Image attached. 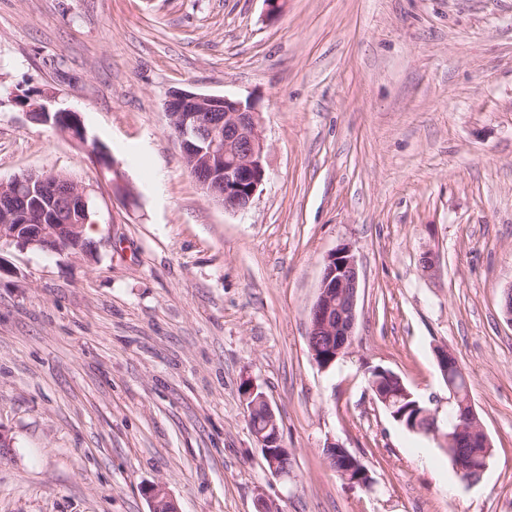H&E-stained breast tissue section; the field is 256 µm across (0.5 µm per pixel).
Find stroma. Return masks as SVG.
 I'll list each match as a JSON object with an SVG mask.
<instances>
[{
	"instance_id": "1",
	"label": "stroma",
	"mask_w": 512,
	"mask_h": 512,
	"mask_svg": "<svg viewBox=\"0 0 512 512\" xmlns=\"http://www.w3.org/2000/svg\"><path fill=\"white\" fill-rule=\"evenodd\" d=\"M174 89L257 103L267 177L248 211L191 176ZM25 94L79 112L130 196ZM30 170L89 188L96 251L0 248V512H150L153 484L180 512H512V0H0V179ZM343 245L357 319L323 369L308 313ZM438 345L492 444L475 484L368 385L392 370L448 413ZM331 440L371 487L330 468ZM256 391L257 388L252 385H247L244 390V394L248 403L247 413L252 434L261 448L269 471L275 476H287L288 468L283 463L285 456L282 452V448H278L279 427L275 412L264 393L253 399ZM259 408L263 409V422L261 423L258 421L256 424H254L252 422L253 412L255 409ZM259 417H261V413L256 412L253 420L256 421ZM284 461L288 465V455ZM325 456L333 464L336 474L348 485L354 487L359 486L361 488L369 487L372 484V479L368 469L353 456L347 448H344L335 441H330L326 444ZM343 460L344 466L336 460ZM331 463L330 466L332 465ZM356 475L354 476V473Z\"/></svg>"
}]
</instances>
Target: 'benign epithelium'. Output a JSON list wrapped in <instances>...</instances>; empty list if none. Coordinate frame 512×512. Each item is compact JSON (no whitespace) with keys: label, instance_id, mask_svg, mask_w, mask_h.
Returning <instances> with one entry per match:
<instances>
[{"label":"benign epithelium","instance_id":"benign-epithelium-1","mask_svg":"<svg viewBox=\"0 0 512 512\" xmlns=\"http://www.w3.org/2000/svg\"><path fill=\"white\" fill-rule=\"evenodd\" d=\"M21 104L31 119L49 123L52 112L30 97ZM169 127L174 132L184 162L196 182L210 200L237 214L250 208L256 193L266 179V144L261 129L260 113L255 102L242 101L226 95L199 93L177 89L165 101ZM55 128L92 151V159L101 172L108 170L120 174L118 165L108 157L101 144L89 141L83 124L55 123ZM54 174L45 172L38 182L28 176H17L7 182L0 181V241L8 239L23 249L60 251L61 242L80 235V224H16L14 220L28 219L34 214L46 215L63 206L70 212L82 210L91 201L89 188L70 179L67 189L61 191L53 184ZM359 293V269L349 248L342 246L328 254L320 280L317 298L310 309L307 344L313 360L328 368L350 347ZM438 368L443 377L460 373L454 353L446 346L435 350ZM248 385L244 394L248 417L263 409V421L250 424L269 471L275 476L288 475L284 454L279 447V427L275 412L263 394ZM451 400L459 407L458 422L444 430L438 425L437 411L423 408L418 413L422 424L431 425L432 434L442 446L450 443L483 445L490 440L470 396L450 388ZM325 456L344 466L335 468L336 474L348 485L366 488L372 484L368 469L340 444L330 441ZM147 495L151 512H180L178 504L162 485L149 487Z\"/></svg>","mask_w":512,"mask_h":512}]
</instances>
